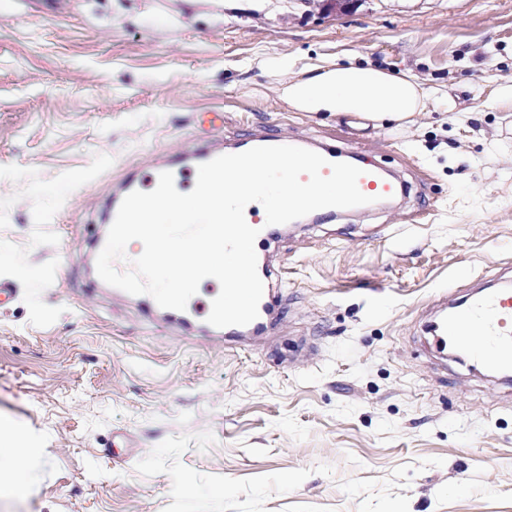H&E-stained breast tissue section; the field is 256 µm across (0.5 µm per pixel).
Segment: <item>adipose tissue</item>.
Masks as SVG:
<instances>
[{
  "label": "adipose tissue",
  "mask_w": 512,
  "mask_h": 512,
  "mask_svg": "<svg viewBox=\"0 0 512 512\" xmlns=\"http://www.w3.org/2000/svg\"><path fill=\"white\" fill-rule=\"evenodd\" d=\"M439 93L415 78L373 64L318 60L302 77L282 86L281 95L299 112H330L358 116L373 124L391 120L407 123L426 111ZM33 449L19 430L0 424V489L21 495L33 492L30 472Z\"/></svg>",
  "instance_id": "ef3b65f1"
}]
</instances>
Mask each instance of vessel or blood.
Listing matches in <instances>:
<instances>
[{"mask_svg": "<svg viewBox=\"0 0 512 512\" xmlns=\"http://www.w3.org/2000/svg\"><path fill=\"white\" fill-rule=\"evenodd\" d=\"M223 148L208 144L201 147L185 148L181 154L162 160L154 165L149 181H142L138 172H127L118 192L112 196L111 212H118L123 199L134 191L155 189L158 174L171 172L175 180H182L200 162H209L223 155ZM359 190L368 196L389 201L403 191L401 183L368 167L358 179ZM136 303L151 316H161L183 335H196L207 340H220L225 344H244L266 333L270 314L280 301L276 289L268 287L263 291L258 306V316L244 326L217 328L210 325L207 317L210 302L189 300L185 310L178 311L160 307L147 294L136 296ZM480 329L484 341L481 345L469 343L472 329ZM433 348L439 355L449 350L464 351L473 362L494 370H512V289L502 288L489 296L475 298L465 309L455 312L434 330Z\"/></svg>", "mask_w": 512, "mask_h": 512, "instance_id": "b4317fda", "label": "vessel or blood"}]
</instances>
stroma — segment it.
<instances>
[{
	"label": "stroma",
	"instance_id": "obj_1",
	"mask_svg": "<svg viewBox=\"0 0 512 512\" xmlns=\"http://www.w3.org/2000/svg\"><path fill=\"white\" fill-rule=\"evenodd\" d=\"M354 57L456 100L402 128L279 94ZM512 0H0V420L41 459L0 512H512V384L431 352L439 297L512 281ZM224 118L406 198L288 224L267 339L181 340L97 274L112 193ZM357 167L364 171L357 182L358 188L363 194L381 197V201H389L403 192L401 183L386 176L380 170L367 166Z\"/></svg>",
	"mask_w": 512,
	"mask_h": 512
}]
</instances>
